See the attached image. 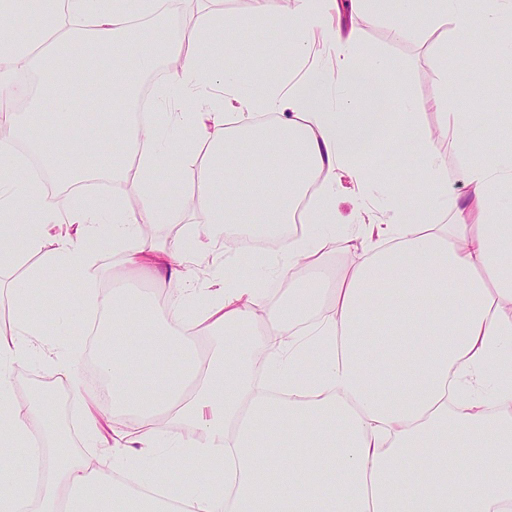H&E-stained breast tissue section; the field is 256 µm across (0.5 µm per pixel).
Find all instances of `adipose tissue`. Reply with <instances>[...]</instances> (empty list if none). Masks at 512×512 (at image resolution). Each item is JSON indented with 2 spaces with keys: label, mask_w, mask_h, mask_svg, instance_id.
<instances>
[{
  "label": "adipose tissue",
  "mask_w": 512,
  "mask_h": 512,
  "mask_svg": "<svg viewBox=\"0 0 512 512\" xmlns=\"http://www.w3.org/2000/svg\"><path fill=\"white\" fill-rule=\"evenodd\" d=\"M417 3L404 9L395 32L435 34L443 58L441 20L490 27L512 17V0H483L476 18L471 0ZM163 4L0 0V123L41 122L37 112L16 110L27 93L15 79L21 66L38 68L35 97L50 99L56 115L32 146L40 177L25 171L10 142H0V271L19 265L24 252L47 253L0 290L15 326L0 336V450L23 446L36 476L24 493L1 486L0 512H171L175 502L189 512H512V378L498 377L512 363V145L472 158L470 195L448 196L434 134L408 99L397 101V126H387L382 113L358 111L355 90L372 100L387 94L373 76L395 68L382 55L352 59L355 35L337 20L339 0H295L282 25L290 57L308 56L318 41L333 50L334 67L250 93L237 83L244 60L237 48L229 50L230 65L213 58L223 12L203 7L194 25L148 42ZM8 13L27 18L30 36L5 23ZM91 46L114 52L94 125L67 91ZM163 61L167 109L131 124L127 105ZM453 82L440 73L433 105L450 141L461 144L479 114L449 111ZM184 100L193 111H180ZM228 112L239 116L231 129ZM260 113L280 120L260 128ZM102 125L119 132L122 144L107 172L134 188L138 208L120 192L59 207L48 186L87 180L81 159L101 151ZM377 140L412 150L417 196L439 200L447 223H437L435 211L402 205V185L392 181L381 231L388 246H373L364 228L337 235V172ZM201 146L203 219L173 245L160 244L146 226L183 216L180 200L161 184L177 155ZM314 185L319 192L305 203ZM106 222L113 253L124 265L149 267L161 287L182 280L183 262L226 234L265 237L282 253L288 295L270 298L249 274L214 280L180 334L154 322L156 303L143 295L116 288L103 296L98 308L108 314L112 340L100 373L112 389L113 414L131 419L112 431L105 478L88 460L61 454L51 395L31 392L25 413L16 411L12 369L42 354L34 337L56 334L36 315L35 289L85 276ZM294 222L302 234L285 237ZM337 249L347 262L332 277L322 267ZM134 313L144 322L131 337ZM206 336L220 343L203 352L197 341ZM307 352L318 358L315 370L299 363ZM475 452L479 462L464 466ZM181 460L195 463L194 480L173 479Z\"/></svg>",
  "instance_id": "adipose-tissue-1"
}]
</instances>
